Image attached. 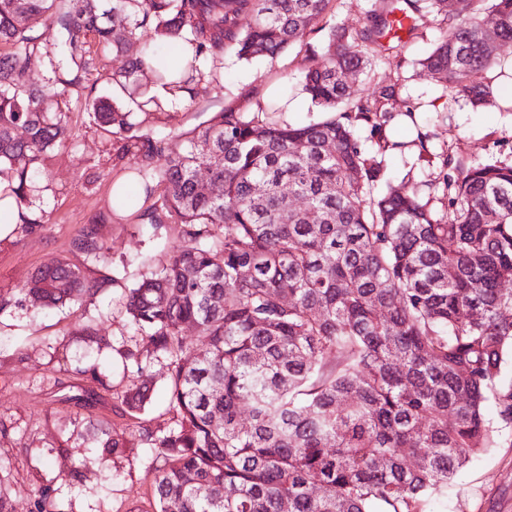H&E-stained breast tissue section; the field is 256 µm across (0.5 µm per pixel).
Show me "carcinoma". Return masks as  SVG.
<instances>
[{
	"label": "carcinoma",
	"mask_w": 512,
	"mask_h": 512,
	"mask_svg": "<svg viewBox=\"0 0 512 512\" xmlns=\"http://www.w3.org/2000/svg\"><path fill=\"white\" fill-rule=\"evenodd\" d=\"M330 2L0 0V179L19 223H42L38 181L72 137L76 95L112 137L113 167L161 199L139 207L117 183L116 211L155 230L181 225L185 245L129 289L126 304L149 343L124 352L131 373L167 359L173 425L139 431L162 461L149 470L153 512H429L472 454L512 431V162L445 159L427 184L452 211L444 220L421 190L383 182L382 162L355 134L368 129L383 152L399 147L385 137L398 87L378 82L353 97L347 81L372 70L369 46L394 10L411 35L436 9L448 28L420 65L451 100L512 112V97L500 102L482 81L497 66L512 82V61L493 54L512 41V0H376L364 26L331 30L305 73L303 90L324 113L317 122L279 124L260 104L218 112L178 142L154 126L165 107L152 87L172 104L193 101L219 80L225 54L272 62ZM135 42L139 54L101 76L104 90L86 84L103 57ZM181 47L188 64L171 61ZM35 60L39 85L29 79ZM73 245L92 262L105 257L92 226ZM100 288L58 261L17 294L54 307ZM187 325L199 333L191 352ZM75 372L111 389L95 365ZM149 391L124 392L125 412L145 410ZM129 443L110 430L97 438L106 456ZM53 452L50 464L79 480L69 446ZM30 512H62L57 489L39 486Z\"/></svg>",
	"instance_id": "obj_1"
}]
</instances>
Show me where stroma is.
<instances>
[{
	"label": "stroma",
	"mask_w": 512,
	"mask_h": 512,
	"mask_svg": "<svg viewBox=\"0 0 512 512\" xmlns=\"http://www.w3.org/2000/svg\"><path fill=\"white\" fill-rule=\"evenodd\" d=\"M373 0H333L321 28L307 32L302 41L276 61L247 62L234 55L224 58V73L209 93L196 101L178 103L170 118L158 124L163 135L175 138L208 124L214 113L228 107L253 110L273 97L297 102L291 113H270L273 121L306 125L322 114L302 90V80L321 50L331 28L355 30L366 22ZM447 21L443 13L424 14L416 33L404 47L384 50L373 46L374 66L357 76L351 92L363 96L375 82L400 87L394 113L418 105H449L451 122L430 121L427 130L433 153L468 157L474 164L512 161V112L476 108L465 100L449 102L445 85L434 81L419 65ZM72 139L48 161L47 191L37 207L42 222L31 231L15 229L0 239V293L24 285L40 266L62 260L82 268L88 279L101 283L91 297L52 310L10 303L0 310V488L9 494L15 512H29L30 500L40 483L53 482L66 512H149L148 467L154 456L137 439L138 426L159 431L173 422L168 411L166 368L153 362L149 375L152 402L145 411L122 414L123 391L131 383L121 356L125 349L145 347L146 341L131 323L125 302L129 288L150 269L162 265L166 254L183 243L180 227L167 224L155 230L130 217L114 215L112 187L123 174L112 166L109 135L96 125L80 105L69 114ZM387 135L408 143V150L382 156L387 177L402 190H412L432 179L440 164L419 161L410 143V126L389 122ZM96 224L106 247V259L87 263L73 240L89 224ZM110 341L98 348L96 337ZM93 363L109 376L111 391L97 403L82 409L68 402L80 388H92V380L76 376V366ZM110 429L132 435L131 448L118 456H100L94 438ZM69 441L73 460L82 463L83 477L68 482L45 467L44 460L56 440ZM430 512H512V434L499 447L473 456L448 488L447 496L432 501Z\"/></svg>",
	"instance_id": "obj_1"
}]
</instances>
